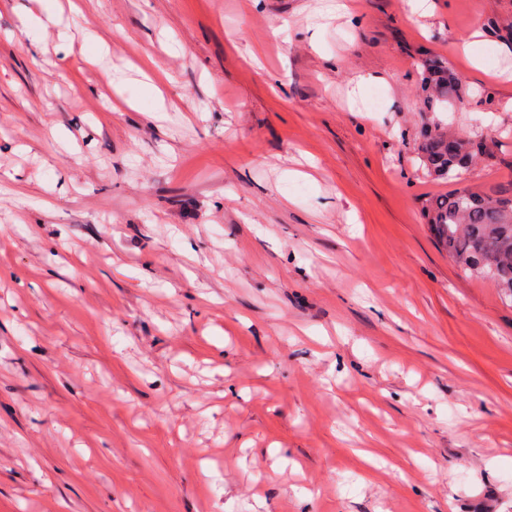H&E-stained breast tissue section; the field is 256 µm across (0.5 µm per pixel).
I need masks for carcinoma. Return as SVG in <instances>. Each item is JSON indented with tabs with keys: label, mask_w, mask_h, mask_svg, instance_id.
Instances as JSON below:
<instances>
[{
	"label": "carcinoma",
	"mask_w": 512,
	"mask_h": 512,
	"mask_svg": "<svg viewBox=\"0 0 512 512\" xmlns=\"http://www.w3.org/2000/svg\"><path fill=\"white\" fill-rule=\"evenodd\" d=\"M427 101L454 105L466 89L461 77L442 58L424 60L420 75ZM466 147L470 139L442 128H426L418 145L427 174L448 182L459 178L477 158L448 153L447 141ZM421 212L437 241L465 274L488 280L501 295L512 297V186L490 193L458 188L424 198Z\"/></svg>",
	"instance_id": "cac0c4a2"
}]
</instances>
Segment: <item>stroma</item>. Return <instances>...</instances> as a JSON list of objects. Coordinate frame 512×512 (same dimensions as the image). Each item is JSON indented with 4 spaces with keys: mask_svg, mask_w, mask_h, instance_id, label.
Returning <instances> with one entry per match:
<instances>
[{
    "mask_svg": "<svg viewBox=\"0 0 512 512\" xmlns=\"http://www.w3.org/2000/svg\"><path fill=\"white\" fill-rule=\"evenodd\" d=\"M337 1L0 0V512H512V298L421 217L512 183V0ZM62 24V18L54 12L48 10L40 16H25L24 30L31 41L35 40L38 33L45 30L50 25L59 26ZM421 66V87L429 103L438 101L453 106L463 100L466 93L463 81L447 60L430 57ZM448 138L458 140L463 150L466 144L472 141L460 133L428 127L418 145V151L420 161L429 176L450 182L471 168L477 162V158L474 157L475 154L468 156L465 151L448 154V150H454V143Z\"/></svg>",
    "mask_w": 512,
    "mask_h": 512,
    "instance_id": "35a3bbf8",
    "label": "stroma"
}]
</instances>
